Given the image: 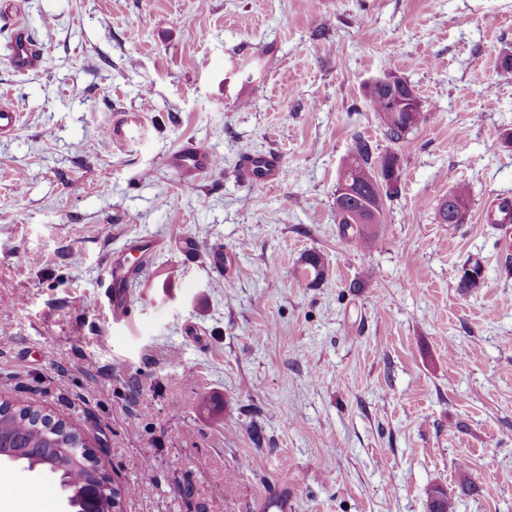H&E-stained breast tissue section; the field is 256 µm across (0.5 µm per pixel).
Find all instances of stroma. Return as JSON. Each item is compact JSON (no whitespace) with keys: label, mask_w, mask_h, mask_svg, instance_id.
I'll list each match as a JSON object with an SVG mask.
<instances>
[{"label":"stroma","mask_w":512,"mask_h":512,"mask_svg":"<svg viewBox=\"0 0 512 512\" xmlns=\"http://www.w3.org/2000/svg\"><path fill=\"white\" fill-rule=\"evenodd\" d=\"M15 20L42 49L26 75ZM508 49L512 0H0L21 114L0 133V401L77 429L123 512H261L275 488L288 512H427L434 484L455 512H512V263L486 221L512 201ZM386 72L422 103L399 141L367 96ZM357 135L403 170L361 248L334 204ZM188 140L220 166L180 176ZM248 151L279 178L244 184ZM460 184L463 222L440 223ZM142 240L113 320L110 264ZM309 250L329 273L308 287ZM66 508L58 477L0 465V512Z\"/></svg>","instance_id":"1"}]
</instances>
